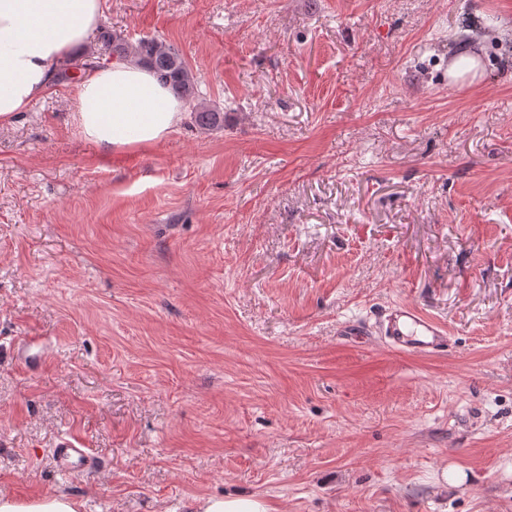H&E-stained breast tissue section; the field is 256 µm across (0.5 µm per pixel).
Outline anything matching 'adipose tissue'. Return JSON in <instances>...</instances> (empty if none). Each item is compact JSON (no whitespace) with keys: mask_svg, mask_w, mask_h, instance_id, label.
I'll list each match as a JSON object with an SVG mask.
<instances>
[{"mask_svg":"<svg viewBox=\"0 0 512 512\" xmlns=\"http://www.w3.org/2000/svg\"><path fill=\"white\" fill-rule=\"evenodd\" d=\"M103 0H0V125L28 111L53 82L57 60L85 44ZM182 101L148 69L113 62L84 77L74 98L83 136L103 153L149 146L181 121ZM188 512H271L256 495L194 498Z\"/></svg>","mask_w":512,"mask_h":512,"instance_id":"1","label":"adipose tissue"}]
</instances>
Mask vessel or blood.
Masks as SVG:
<instances>
[{
	"instance_id": "1",
	"label": "vessel or blood",
	"mask_w": 512,
	"mask_h": 512,
	"mask_svg": "<svg viewBox=\"0 0 512 512\" xmlns=\"http://www.w3.org/2000/svg\"><path fill=\"white\" fill-rule=\"evenodd\" d=\"M383 333L395 348L417 355L445 352L448 336L445 329L416 306L406 303L393 305L386 318ZM59 471L75 476L86 471L92 459L90 449L73 442H60L51 451Z\"/></svg>"
}]
</instances>
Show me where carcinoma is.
Wrapping results in <instances>:
<instances>
[{
  "label": "carcinoma",
  "instance_id": "obj_1",
  "mask_svg": "<svg viewBox=\"0 0 512 512\" xmlns=\"http://www.w3.org/2000/svg\"><path fill=\"white\" fill-rule=\"evenodd\" d=\"M112 53L123 61L149 69L184 101L198 127L209 130L224 125L223 110L199 99L198 78L173 45L156 39L140 40L133 45L115 37L112 39ZM95 67L96 61L92 59L82 62L66 59L56 64L55 72L57 80L77 83L85 72Z\"/></svg>",
  "mask_w": 512,
  "mask_h": 512
}]
</instances>
